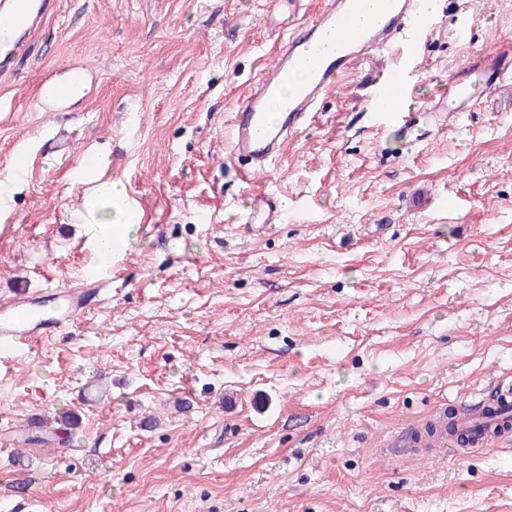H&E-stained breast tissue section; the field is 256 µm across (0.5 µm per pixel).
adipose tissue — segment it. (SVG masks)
Here are the masks:
<instances>
[{
	"label": "adipose tissue",
	"mask_w": 512,
	"mask_h": 512,
	"mask_svg": "<svg viewBox=\"0 0 512 512\" xmlns=\"http://www.w3.org/2000/svg\"><path fill=\"white\" fill-rule=\"evenodd\" d=\"M126 190L120 179H97L94 190L85 198V224L90 228L89 245L94 254H101L107 244L126 238L139 215L126 208Z\"/></svg>",
	"instance_id": "obj_1"
}]
</instances>
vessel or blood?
<instances>
[{"label":"vessel or blood","mask_w":512,"mask_h":512,"mask_svg":"<svg viewBox=\"0 0 512 512\" xmlns=\"http://www.w3.org/2000/svg\"><path fill=\"white\" fill-rule=\"evenodd\" d=\"M58 0H0V27L8 29L6 48L0 51V75L13 73L32 38L56 12ZM431 13L421 0H318L316 8L300 18L296 32L280 39L263 75L254 83L233 115L229 158L251 181L250 207L242 216L246 224H281L286 220L277 198L254 185L255 175L269 172L281 157L288 138L311 121L336 84L338 75L373 53L400 46L405 61L413 59L420 39L431 26ZM512 77V65L493 68L469 61L460 75L441 84L444 110L464 112ZM93 75L83 64L68 66L64 79L52 81L50 97L39 100L42 110L62 112L81 92L89 90ZM370 103L394 113L400 129H407L417 104L409 92L403 65L391 68L375 83ZM111 266L89 269L83 282L60 290L64 311L41 312L34 298L0 306V364L8 365L32 353L38 341L88 312L87 292L100 287ZM492 403L462 406L452 415H433L413 426L416 453L435 456L451 446L449 427L469 436L455 447L458 455L496 440L498 411L512 407V373L493 382Z\"/></svg>","instance_id":"1"}]
</instances>
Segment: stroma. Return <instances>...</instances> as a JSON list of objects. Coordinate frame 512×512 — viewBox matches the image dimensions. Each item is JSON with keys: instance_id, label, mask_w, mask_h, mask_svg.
Returning a JSON list of instances; mask_svg holds the SVG:
<instances>
[{"instance_id": "stroma-1", "label": "stroma", "mask_w": 512, "mask_h": 512, "mask_svg": "<svg viewBox=\"0 0 512 512\" xmlns=\"http://www.w3.org/2000/svg\"><path fill=\"white\" fill-rule=\"evenodd\" d=\"M0 81V301L77 285L95 154L141 215L94 311L0 372V512H512V437L387 455L406 424L512 371V82L474 111L369 109L393 50L343 75L266 178L288 220L242 225L232 115L296 12L276 0H60ZM413 94L512 42V0H438ZM85 64L63 112L36 93ZM29 153L24 176L5 161ZM73 412L71 445L24 419Z\"/></svg>"}]
</instances>
